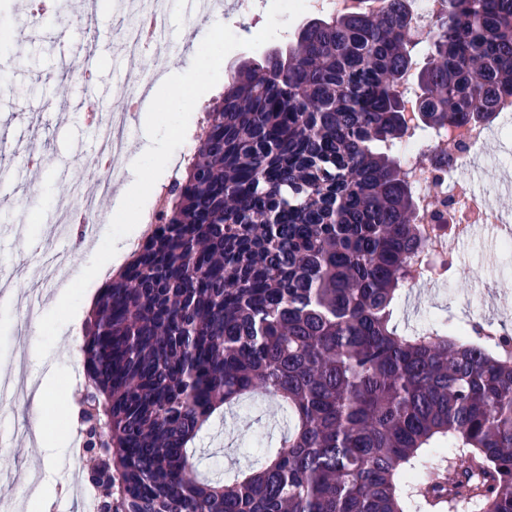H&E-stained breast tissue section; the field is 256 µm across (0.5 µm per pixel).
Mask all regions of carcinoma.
<instances>
[{
    "label": "carcinoma",
    "mask_w": 512,
    "mask_h": 512,
    "mask_svg": "<svg viewBox=\"0 0 512 512\" xmlns=\"http://www.w3.org/2000/svg\"><path fill=\"white\" fill-rule=\"evenodd\" d=\"M384 3L307 19L286 67L224 74L154 230L98 295L80 347L113 461L97 512H408L418 472L429 506L512 512V337L393 324L426 243L394 154L409 16ZM437 19L420 123L490 116L512 98V0H443ZM257 391L288 434L246 479L201 475L190 448ZM440 438L465 467L412 464Z\"/></svg>",
    "instance_id": "carcinoma-1"
}]
</instances>
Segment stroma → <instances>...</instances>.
I'll list each match as a JSON object with an SVG mask.
<instances>
[{"mask_svg":"<svg viewBox=\"0 0 512 512\" xmlns=\"http://www.w3.org/2000/svg\"><path fill=\"white\" fill-rule=\"evenodd\" d=\"M123 20V14L111 5L96 6L91 18H75L72 27L61 35L55 25L31 21L18 0H0V43L10 44L8 53L0 55V133L21 147L38 150L45 159L36 175L28 172L21 159H14L11 183H0V194L14 199L5 211L14 223L22 225V234H44L45 223H31L30 215L53 213L57 199L73 197L75 188L86 181L84 159L93 153L101 137L99 127L85 122L72 126L56 122L57 114L75 110L85 102L86 86L72 77L71 70L74 58L82 54L86 32L95 35L93 83L112 90L107 111L119 112L124 107L127 88L123 77L128 58L118 39ZM208 30V24L192 25L179 13L169 16V38L176 44L187 42L188 47L166 58V74L189 69ZM480 163L483 170L475 176L479 192L500 170L512 167V135L488 139ZM20 236L12 229L0 230V277L8 278L17 300L9 311H0V374L17 362L24 371L34 369L29 360L30 337L15 330L18 303L33 286L34 256L20 248ZM103 286V281L92 280L76 316L62 327L54 345L60 354L58 380L65 391L73 389L72 346L82 342V328ZM394 320L403 333L426 330L446 320L512 334V254L498 252L493 231L476 229L472 237L455 243L443 283L422 285L415 308L399 304ZM15 412L10 405L0 416V499L16 505L18 512H27L29 492L16 484L15 478L32 472L50 484L41 512H68L63 496L71 480L68 450L51 456L35 442L14 441ZM287 424L286 411L270 396L259 394L233 406L195 445L201 472L220 470L225 478H233L237 467L249 466L257 458L256 442L271 443Z\"/></svg>","mask_w":512,"mask_h":512,"instance_id":"1","label":"stroma"}]
</instances>
